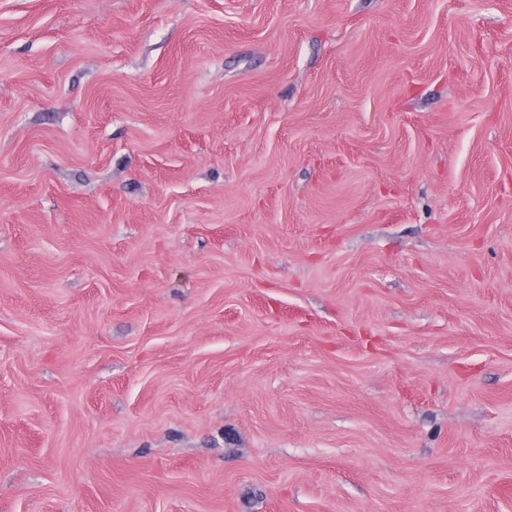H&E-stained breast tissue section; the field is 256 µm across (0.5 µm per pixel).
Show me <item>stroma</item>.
Wrapping results in <instances>:
<instances>
[{
	"mask_svg": "<svg viewBox=\"0 0 512 512\" xmlns=\"http://www.w3.org/2000/svg\"><path fill=\"white\" fill-rule=\"evenodd\" d=\"M0 512H512V0H0Z\"/></svg>",
	"mask_w": 512,
	"mask_h": 512,
	"instance_id": "stroma-1",
	"label": "stroma"
}]
</instances>
